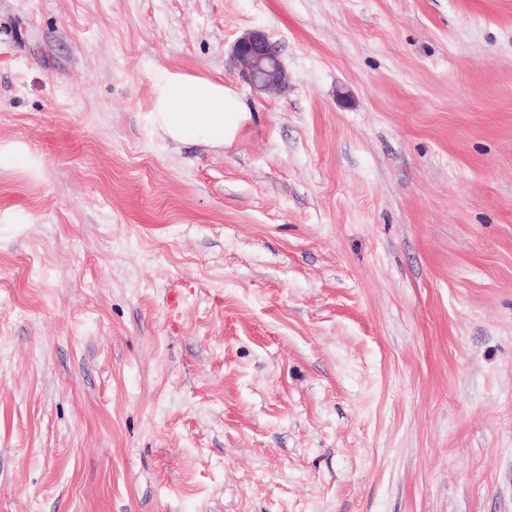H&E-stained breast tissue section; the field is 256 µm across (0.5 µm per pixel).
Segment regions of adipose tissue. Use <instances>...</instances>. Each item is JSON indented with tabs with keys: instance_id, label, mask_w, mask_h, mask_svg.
<instances>
[{
	"instance_id": "obj_1",
	"label": "adipose tissue",
	"mask_w": 512,
	"mask_h": 512,
	"mask_svg": "<svg viewBox=\"0 0 512 512\" xmlns=\"http://www.w3.org/2000/svg\"><path fill=\"white\" fill-rule=\"evenodd\" d=\"M246 117L243 102L223 83L164 70L157 77L146 119L170 139L220 146L233 139Z\"/></svg>"
}]
</instances>
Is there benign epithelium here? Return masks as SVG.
<instances>
[{"label": "benign epithelium", "mask_w": 512, "mask_h": 512, "mask_svg": "<svg viewBox=\"0 0 512 512\" xmlns=\"http://www.w3.org/2000/svg\"><path fill=\"white\" fill-rule=\"evenodd\" d=\"M232 56L246 82L257 91L275 93L287 83L275 45L262 30H251L239 37Z\"/></svg>", "instance_id": "benign-epithelium-1"}]
</instances>
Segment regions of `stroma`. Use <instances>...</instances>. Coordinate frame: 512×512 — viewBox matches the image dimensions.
Returning <instances> with one entry per match:
<instances>
[{
    "label": "stroma",
    "mask_w": 512,
    "mask_h": 512,
    "mask_svg": "<svg viewBox=\"0 0 512 512\" xmlns=\"http://www.w3.org/2000/svg\"><path fill=\"white\" fill-rule=\"evenodd\" d=\"M0 512H512V0H0ZM232 56L254 90L275 93L287 83L275 45L262 30H251L239 37L233 45ZM147 112L148 124L164 136L210 146L232 140L249 113L223 83L168 70L159 73Z\"/></svg>",
    "instance_id": "obj_1"
}]
</instances>
